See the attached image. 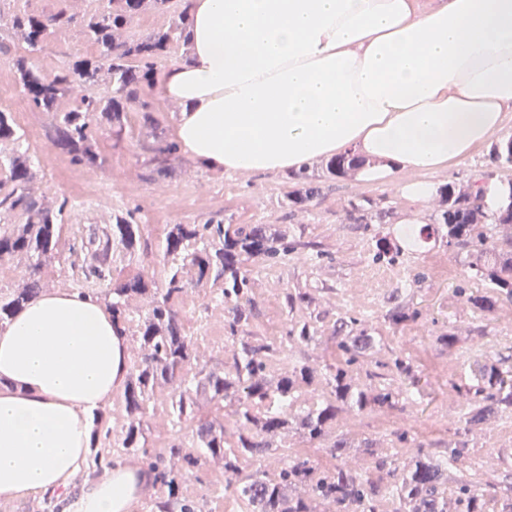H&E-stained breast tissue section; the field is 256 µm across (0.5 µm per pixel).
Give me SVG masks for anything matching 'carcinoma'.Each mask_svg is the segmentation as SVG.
Masks as SVG:
<instances>
[{"label": "carcinoma", "mask_w": 512, "mask_h": 512, "mask_svg": "<svg viewBox=\"0 0 512 512\" xmlns=\"http://www.w3.org/2000/svg\"><path fill=\"white\" fill-rule=\"evenodd\" d=\"M170 13L166 25L146 36L133 39L126 26L147 7ZM76 14L59 9L49 15L25 10L9 16L0 13V26L13 32L30 54L41 52L48 35L69 27ZM85 39L95 56L81 59L44 75L28 65L27 58L16 60V71L24 91L35 107L53 113L57 123V144L80 162L95 165L99 155L91 127L122 131L129 112L140 115L145 130L142 148L154 159L167 164L176 153L152 104L143 98L146 87L154 86L158 65L168 60L173 45L189 46L190 17L187 7L175 0H98V7L82 16ZM112 87L111 95L93 92L99 83ZM85 91L80 104L69 110L60 103L73 91ZM17 140L12 119L0 112V148ZM9 173L10 186L0 197V261L24 260L29 274L6 290L0 289V330L12 317L40 296L43 265L62 253L63 208L53 209L33 197L37 178L29 157L13 151L0 157ZM360 159L344 156L329 160L326 172L343 177L361 164ZM294 188L285 192L284 204L293 207L311 201L318 194L316 176L303 169L289 176ZM446 209L434 228L446 244L475 258L470 268L485 283L486 291L471 293L467 302L485 315L494 313L499 303L512 302V201L496 216L494 226L502 229L500 241L491 244L485 215L478 194L455 190L447 185L439 190ZM24 223H15L16 216ZM273 224H169L163 239L164 275L156 280L141 275L121 277L116 263L126 257L145 254L147 240L131 216L116 215L97 248L84 253L68 248L72 288L105 302L120 334L138 345L119 402L126 413L125 431L111 433L106 411L94 414L93 446L88 476L130 453H139L156 483L169 489L167 499L153 504L156 512H205V503L180 493L186 477L211 462L224 463L226 489L246 512H319L318 505L332 502L336 512H382L390 503L394 512H485L486 501L495 496L496 484L460 479L448 489V464L467 456L463 445L446 448L441 454L418 452L400 464L393 456L377 453L378 440L364 438L360 448L374 459V471L353 474L337 464L321 468L308 458L293 457L272 473L258 470L241 475L240 462L259 461L278 450V439L288 429L300 431L308 442L324 448L334 458L348 444L335 440L325 444L338 415L345 410L365 412L398 408L401 392L398 380L414 377L409 358L389 351L384 343L361 327L360 319H339L330 335L314 323L290 321L281 340L261 336L253 324L258 309L253 293L255 270L282 262L299 248H311ZM376 261L392 262L402 248L387 237L375 242ZM216 285L215 301L224 305V329L234 343L233 364L222 370L200 367L193 337L186 333L177 301L189 288ZM147 296L150 308L141 315L133 307L136 299ZM313 298L306 291L285 295L287 314L307 309ZM419 316V311L403 307L389 310L385 319L397 331ZM334 343L338 360L314 366L305 360L277 374L275 362L285 347H309L320 342ZM482 384L464 405L459 423L465 432L486 416L512 409V371L495 362L481 371ZM321 385L326 395L320 404L294 408L295 394L303 386ZM158 386L171 387L173 429L165 436V453L153 454L147 448L144 419L147 404ZM215 403L212 417L202 414L200 400ZM232 420V438H227L225 421ZM192 426L182 433V425Z\"/></svg>", "instance_id": "carcinoma-1"}]
</instances>
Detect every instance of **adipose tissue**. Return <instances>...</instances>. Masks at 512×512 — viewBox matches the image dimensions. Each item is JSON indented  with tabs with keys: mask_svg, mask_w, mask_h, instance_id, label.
Returning a JSON list of instances; mask_svg holds the SVG:
<instances>
[{
	"mask_svg": "<svg viewBox=\"0 0 512 512\" xmlns=\"http://www.w3.org/2000/svg\"><path fill=\"white\" fill-rule=\"evenodd\" d=\"M187 4L190 54L167 67L161 95L202 167L291 173L357 156L358 181L407 201L393 234L419 253L432 174L512 139V0ZM127 344L99 301L65 288L0 332V500L73 488L63 512H131L150 478L140 465L84 476L91 416L125 384Z\"/></svg>",
	"mask_w": 512,
	"mask_h": 512,
	"instance_id": "ef3b65f1",
	"label": "adipose tissue"
}]
</instances>
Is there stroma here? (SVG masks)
<instances>
[{
	"label": "stroma",
	"instance_id": "obj_1",
	"mask_svg": "<svg viewBox=\"0 0 512 512\" xmlns=\"http://www.w3.org/2000/svg\"><path fill=\"white\" fill-rule=\"evenodd\" d=\"M4 41L10 50L0 53V72L9 82L0 88V98L22 101L28 114L27 122L16 126L14 147L29 156L38 172L35 198L62 208L66 243L88 244L92 230L109 226L118 213L132 215L141 225L160 213L170 224H273L317 243L324 257L307 251L293 254L287 264L257 275L258 330L279 338L286 322L284 295L287 290L304 288L313 298L311 309L321 324L349 315L366 321L387 347L412 360L420 377L402 410L346 411L338 416L332 433L349 443L340 465L354 473L370 470V457L356 447L365 437L378 439L380 448L400 463L413 455L414 443H422L427 452L434 453L462 440L467 444V458L449 470V480L472 473L495 483L498 497L512 496V412H498L467 434L458 422L462 389L477 382L484 364L512 358V302H501L488 316L474 309L465 294L482 289L483 284L473 277L466 252L440 240L430 241L423 253L403 255L393 264L374 261L376 235H391L404 207L395 187L363 183L351 174L335 179L326 176L320 162L309 168L321 178L318 196L304 205L286 208L282 205L286 189L282 174L209 170L181 152L176 153L167 173H158L140 146L141 129L135 119L119 134L95 132L101 166L78 163L56 145L52 113L26 103L15 62L25 55L35 70L51 74L91 55L93 49L81 27L55 31L46 48L32 56L13 36H5ZM491 154V146H483L465 165L449 174H434L433 180L463 190L472 185L476 174L491 171L501 180L512 181V167L498 166ZM60 163L73 175L90 179L100 190L115 182L121 191L109 201L75 199L69 181L57 176ZM440 260L448 263L447 275L436 271ZM397 303L419 310L420 315L395 332L384 315ZM179 309L188 335L196 340L201 363L223 367L231 358L232 341L224 330V309L214 302L212 287L188 289ZM445 331L458 336L459 344L452 348L441 345L438 337ZM401 431L409 433L410 442L397 440ZM185 490L205 498L210 512H219L224 498L223 468L206 466L187 480Z\"/></svg>",
	"mask_w": 512,
	"mask_h": 512
}]
</instances>
